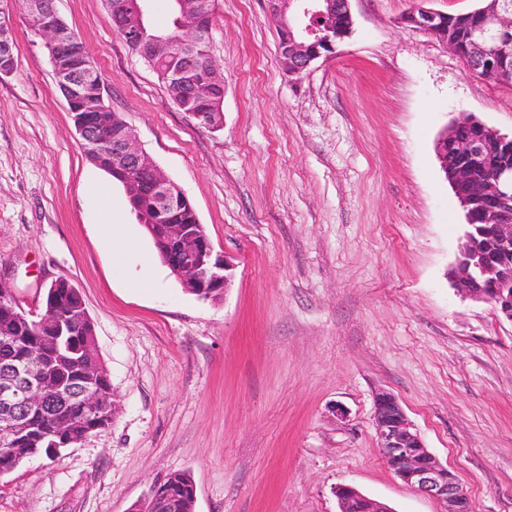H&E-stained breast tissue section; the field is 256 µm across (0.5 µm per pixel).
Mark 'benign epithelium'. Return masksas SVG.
<instances>
[{
  "label": "benign epithelium",
  "instance_id": "7a95c632",
  "mask_svg": "<svg viewBox=\"0 0 512 512\" xmlns=\"http://www.w3.org/2000/svg\"><path fill=\"white\" fill-rule=\"evenodd\" d=\"M428 2L415 0L402 23L447 46L463 61L467 75L501 78L505 62L512 60V0H486L465 14L437 11L427 7ZM178 3L179 36L175 42L162 36L144 39L140 24L146 0H114L112 24L125 42L140 43L145 57L156 55L160 49L184 54L182 73L192 74L197 67L191 51L207 35L200 16L213 14L215 0ZM267 5L269 15L278 20V52L292 76L302 75L317 59L331 57L336 41L352 32L350 0H267ZM17 6L18 0H0V77L10 74L15 65L11 19ZM22 15L28 28L42 40L87 158L96 165H106L121 179L130 202L145 201L138 210L139 222L150 233L162 263L183 287L202 300L220 297L228 284L230 263L215 252L203 225L161 223L171 210L191 207L190 201L141 148L135 130L106 104L103 87L93 95L87 93L95 68L88 58L75 61L67 56L64 46L74 38L72 30L56 10H46L45 0H26ZM471 15L482 21L461 40L453 31ZM201 84L224 100V78L217 63L204 71ZM435 151L466 218L464 242L452 270L453 283L464 297L491 304L512 322V134L466 116L438 137ZM490 154L498 156L494 171L483 177L475 175L476 167ZM58 284L56 280L46 289L42 312L29 314L10 302L12 293L0 281L4 315L26 323L33 321L53 336L62 335L66 327H77V323L66 324L48 312L53 300L51 289ZM100 378L97 372H87L83 388L77 391L65 383L46 380L39 359L0 367V446H10L24 433L27 413L46 408L50 399L76 401L83 418L92 423L113 414L114 407H104L98 389ZM374 408L376 434L389 470L406 486L440 501L445 512H465L471 507L456 476L427 448L398 399L390 392H379ZM73 428V422L59 415L52 417L49 435L56 443L48 449L49 454L57 455L75 443ZM334 494L342 512L352 498L363 501L367 512H390L351 485L336 486ZM172 507L165 486L159 482L151 489L149 508L135 503L128 512H168Z\"/></svg>",
  "mask_w": 512,
  "mask_h": 512
}]
</instances>
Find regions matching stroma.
Listing matches in <instances>:
<instances>
[{
	"label": "stroma",
	"mask_w": 512,
	"mask_h": 512,
	"mask_svg": "<svg viewBox=\"0 0 512 512\" xmlns=\"http://www.w3.org/2000/svg\"><path fill=\"white\" fill-rule=\"evenodd\" d=\"M412 2L350 0L352 35L295 78L267 0H215L224 117L212 132L173 104L105 0H56L107 104L231 260L215 301L158 261L15 21V68L0 78V279L28 312L54 280L80 289L116 411L60 458L0 480V512H127L174 472L192 477L195 512H338L339 484L393 512H443L385 465L381 391L473 512H512V323L451 282L464 215L434 150L465 115L511 132L512 85L467 76L403 24ZM119 223L139 247L118 261Z\"/></svg>",
	"instance_id": "stroma-1"
}]
</instances>
